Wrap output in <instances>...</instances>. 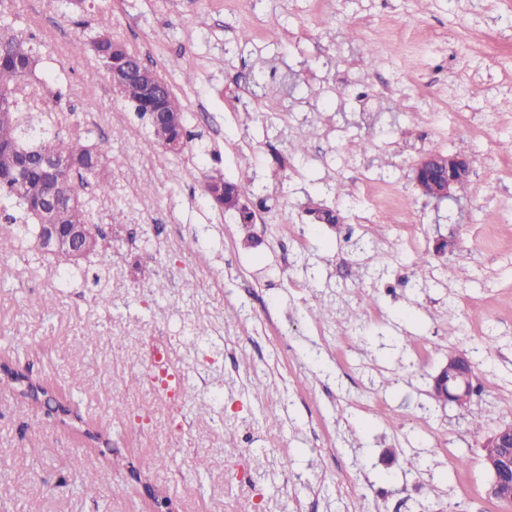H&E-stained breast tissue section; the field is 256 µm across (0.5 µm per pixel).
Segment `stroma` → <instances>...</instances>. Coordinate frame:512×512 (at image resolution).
<instances>
[{"instance_id":"obj_1","label":"stroma","mask_w":512,"mask_h":512,"mask_svg":"<svg viewBox=\"0 0 512 512\" xmlns=\"http://www.w3.org/2000/svg\"><path fill=\"white\" fill-rule=\"evenodd\" d=\"M13 11L42 44L28 103L108 140L112 191L91 201L109 256L70 287L34 247L0 255V363L82 419L62 423L0 380L11 512H512L489 496L483 464L487 436L512 422V0H13ZM102 13L181 99L184 153L152 144L91 52L72 55ZM433 150L472 160L439 204L413 181ZM252 174L267 190L251 223L207 202L208 176ZM336 182L343 198L326 192ZM312 199L340 223H313ZM442 237L454 246L440 254ZM195 324L207 335L192 337ZM90 325L96 339L80 343ZM159 344L184 378L175 411L132 383ZM457 350L474 364L465 410L432 396ZM116 396L129 415H113ZM91 457L112 470L92 497Z\"/></svg>"}]
</instances>
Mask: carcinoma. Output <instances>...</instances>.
Returning a JSON list of instances; mask_svg holds the SVG:
<instances>
[{
  "label": "carcinoma",
  "mask_w": 512,
  "mask_h": 512,
  "mask_svg": "<svg viewBox=\"0 0 512 512\" xmlns=\"http://www.w3.org/2000/svg\"><path fill=\"white\" fill-rule=\"evenodd\" d=\"M11 0H0V252L12 253L33 240L42 247L41 225L50 222L64 227L90 223L87 189L102 195L111 193L109 144L93 142L88 132L65 133L58 128L55 112L37 115L23 110L20 94L23 85L36 76L40 63L35 35L18 29L8 19ZM93 52L101 67L112 73V35L109 19H97L96 32L90 43H76L80 54ZM147 120L154 143L164 147L174 140L190 143L186 113L169 85L163 89L155 115L138 112ZM48 151L64 162L58 175L46 180L34 157ZM223 185L242 201L256 197L266 185L255 176L237 181L212 177L204 186L205 195L213 199L212 190ZM107 254L104 236H95L79 250L61 249L53 253L57 275L71 277L92 256Z\"/></svg>",
  "instance_id": "obj_1"
}]
</instances>
